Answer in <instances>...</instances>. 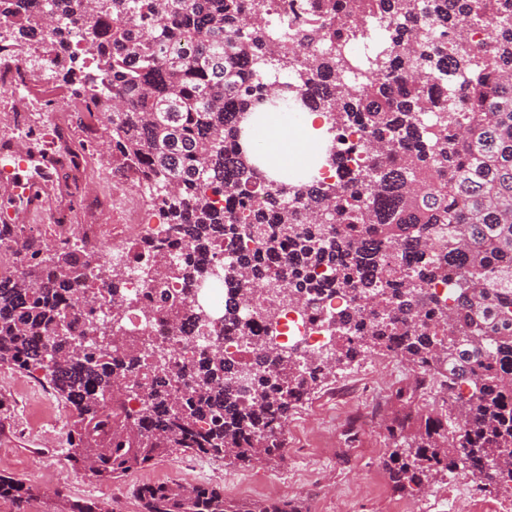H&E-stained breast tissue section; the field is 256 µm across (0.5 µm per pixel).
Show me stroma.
<instances>
[{"label": "stroma", "mask_w": 512, "mask_h": 512, "mask_svg": "<svg viewBox=\"0 0 512 512\" xmlns=\"http://www.w3.org/2000/svg\"><path fill=\"white\" fill-rule=\"evenodd\" d=\"M35 86L36 93L20 113L13 110L12 94L0 95V138L12 139L26 149L30 146L26 133L31 128L38 132L59 129L72 141L101 135L100 125L80 124L70 110L66 88L51 73L38 74ZM373 367L370 357L352 363L290 412L288 431L293 448L278 463L259 461L243 466L221 456L181 454L118 479L98 482L72 471L66 460L70 425L64 403L52 402L61 413L59 423L34 428L26 408L34 400L51 397V389L43 379L0 364V472L38 491L37 512H61L69 500H104L121 504L124 512H142L135 496L137 488L169 482V471L176 466L184 468L188 483L221 487L227 499H287L301 505L302 512H404L410 505L451 489L463 500L459 512H512V487L483 483L461 473L444 474L404 492L395 490L385 460L389 448L386 426L396 407L390 401L381 403L357 395L348 387L349 379L361 377ZM353 408L380 416L360 449L336 444ZM49 467L56 468L59 487L41 480V471ZM247 475L263 476L265 482L257 486L244 483Z\"/></svg>", "instance_id": "35a3bbf8"}]
</instances>
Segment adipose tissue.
<instances>
[{"instance_id": "ef3b65f1", "label": "adipose tissue", "mask_w": 512, "mask_h": 512, "mask_svg": "<svg viewBox=\"0 0 512 512\" xmlns=\"http://www.w3.org/2000/svg\"><path fill=\"white\" fill-rule=\"evenodd\" d=\"M321 119L316 112L262 113L252 131L256 156L277 175L303 177L320 166L324 156L317 130Z\"/></svg>"}]
</instances>
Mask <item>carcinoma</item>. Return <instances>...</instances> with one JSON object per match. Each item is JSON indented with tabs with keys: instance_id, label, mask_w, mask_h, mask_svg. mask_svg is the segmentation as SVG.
I'll return each mask as SVG.
<instances>
[{
	"instance_id": "1",
	"label": "carcinoma",
	"mask_w": 512,
	"mask_h": 512,
	"mask_svg": "<svg viewBox=\"0 0 512 512\" xmlns=\"http://www.w3.org/2000/svg\"><path fill=\"white\" fill-rule=\"evenodd\" d=\"M275 0H0V50L32 39L70 50L74 66L55 80L105 134L83 152L112 154V170L136 183L159 224L186 246L172 261L157 250L140 268L162 289L146 310L183 330L179 281H204L213 267L195 255L224 239L255 241L224 265V279L277 285L268 260L288 250V303L296 295L367 293L378 323L338 333L328 325L329 361L308 375L276 337L258 345L278 377L262 378L244 400L224 384V359L206 351L182 398L148 336L131 338L116 317L80 329L71 296L100 282L112 300L134 306L124 275L86 243L33 241L19 268L0 273V363L43 374L72 412L68 461L98 480L117 479L172 454L219 455L242 465L275 461L273 446L290 411L336 372L399 340L401 358L443 382L445 413L396 415L385 465L405 491L446 471L512 482V0H314L292 36L269 25ZM392 26L393 47L374 48L353 93L336 76L347 67L336 43ZM438 24L439 29L431 28ZM490 27V46L472 39ZM84 27L90 51L72 46ZM296 69L275 96L259 72ZM309 104L327 133L351 125L371 137L352 185L267 175L252 155L253 114ZM232 197L226 212L217 196ZM322 265L333 274L316 281ZM451 288L452 303L430 287ZM63 333H58V325ZM147 388L129 406L119 383ZM214 423L208 429L200 423ZM35 495L0 474V499L24 512ZM143 512H301L291 501H230L214 486L144 485ZM62 512H115L112 503L68 502Z\"/></svg>"
}]
</instances>
